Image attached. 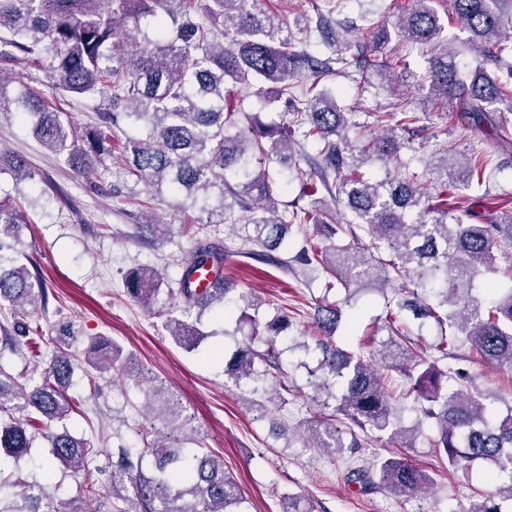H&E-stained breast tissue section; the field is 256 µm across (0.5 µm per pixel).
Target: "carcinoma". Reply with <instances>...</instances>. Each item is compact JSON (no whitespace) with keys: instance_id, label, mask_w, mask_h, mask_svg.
<instances>
[{"instance_id":"obj_1","label":"carcinoma","mask_w":512,"mask_h":512,"mask_svg":"<svg viewBox=\"0 0 512 512\" xmlns=\"http://www.w3.org/2000/svg\"><path fill=\"white\" fill-rule=\"evenodd\" d=\"M313 5L315 16L296 14L297 30L306 33L296 47L288 18L264 7V0H0V60L20 56L41 72L45 82L74 96L99 99L104 127L80 131L63 113L30 89L16 98L0 84V118L32 119L42 145L65 158L77 173L95 168L103 157L118 152L126 169L149 193L164 191L191 200L200 219L189 225L194 245L182 264L179 287L167 296L180 303L181 317L167 319L174 341L196 348L201 333L187 321L195 308L226 306L232 291L227 283L207 296L192 288V275L211 268L223 279L224 248L210 228L225 224L248 246L244 256L284 271L317 268L335 277L346 290L370 283L383 288L394 280L402 287L386 297L390 338L382 358L401 373L404 383L394 393L362 347L336 346L334 335L342 317L337 302L318 306L316 346L320 369L339 383L332 395L335 412L362 431L388 433L414 447L419 430L398 426V410L406 403L433 426V447L458 469L475 462L488 464L495 492L463 512H501L496 497L512 500V405L487 416L485 394L473 393V377L454 366L467 358L460 344L470 345L478 360L512 374V269L509 284L488 286L474 294V280L492 259L493 250L512 248V216L501 224H474L478 213L448 212V189L482 184L493 159L477 152L464 160L446 155L420 168L416 159L401 158L406 145L397 131L417 132L415 113L400 103L389 112H374L376 124L387 128L379 138L350 137L357 127L354 113L344 112L320 82L353 67L363 81L392 68L387 48L392 41L431 47L428 88L431 102H457L467 127L491 135L500 145L512 144V0H448V14L469 33V47L479 57L462 69L460 53L448 47L435 0H412L372 32L368 54L348 58V39L333 30L328 15ZM233 88H254L260 111L245 115L248 126L231 134L235 113L224 111ZM282 102L289 126L267 124L261 111ZM133 130L126 140L112 138L111 128ZM300 130L303 143L292 138ZM316 147L307 153L305 145ZM313 167L306 177L294 154ZM384 175L367 178L361 168L371 161ZM9 166L18 182L33 179L19 154ZM432 180L435 192L426 191ZM299 182L292 209L282 207L280 194ZM329 194L347 208L353 221L336 222L320 208L319 194ZM19 206L0 201V309L9 307L11 324L1 325L9 348L31 354L23 381L0 367V512H245L241 489L224 470V456L198 446L184 447L182 413L160 386L154 414L168 431L142 435L144 447L125 448L112 463L108 483L103 468L93 465L104 449L68 429L58 431L77 409L68 390L74 373L77 337L53 339L51 355L36 342L40 331L30 326L32 314L45 305L39 272H31L4 251L14 249L1 237L20 223ZM315 223L322 241L291 238L293 227ZM350 237L345 246L336 236ZM369 241H364V238ZM291 256L281 257V254ZM158 274L132 272L127 291L148 310L158 303ZM252 295L240 292L244 304L239 323H247V342L224 366L236 383L256 382L263 373L285 385L287 375L276 349L291 320L277 312L265 323L247 313ZM432 319L439 328L434 341L419 345L408 336L404 313ZM83 372L89 384L111 371L125 374L130 355L102 336L84 348ZM312 447L336 455L346 447L343 429L325 420L308 423ZM48 448L45 459L31 456L37 439ZM27 460L41 479L31 482L6 472L8 462ZM79 473L74 496L62 499L52 490L55 468ZM347 482L366 493L383 490L411 497L434 486V478L405 456H376L369 465L350 466ZM135 497L125 495L127 487Z\"/></svg>"}]
</instances>
